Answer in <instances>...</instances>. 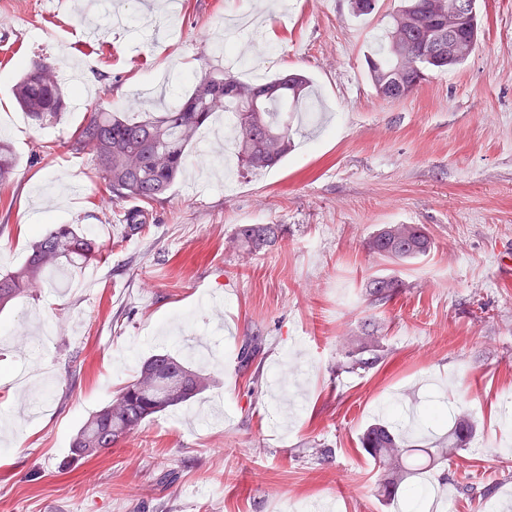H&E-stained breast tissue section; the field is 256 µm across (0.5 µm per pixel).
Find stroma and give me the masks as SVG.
<instances>
[{"instance_id": "1", "label": "stroma", "mask_w": 512, "mask_h": 512, "mask_svg": "<svg viewBox=\"0 0 512 512\" xmlns=\"http://www.w3.org/2000/svg\"><path fill=\"white\" fill-rule=\"evenodd\" d=\"M111 2L134 23L91 37L87 0H0V128L19 160L0 185V273L55 224L107 247L97 272L66 270V294L36 288L0 312V512H387L358 437L396 404L430 443L433 400L477 428L429 477L447 512H512V283L499 274L512 247V0H477L475 53L398 100L376 95L365 57L399 0L364 19L349 0H284L261 15L253 0H180L146 23L140 0ZM230 17L244 28L238 65L216 50ZM38 57L102 80L43 129L12 93ZM220 70L303 72L318 112L276 167L234 161L223 186L195 192L179 180L145 229L122 234L131 201L110 202L92 153L67 142L96 101L124 110L148 92L171 104ZM241 224L283 233L247 255L233 242ZM384 224L423 225L430 254L404 265L370 254ZM375 275L402 282L380 305L366 293ZM369 327L381 363L341 370ZM252 336L262 347L246 362ZM162 351L205 366L213 386L69 464L81 424Z\"/></svg>"}]
</instances>
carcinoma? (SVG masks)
<instances>
[{
  "label": "carcinoma",
  "instance_id": "obj_1",
  "mask_svg": "<svg viewBox=\"0 0 512 512\" xmlns=\"http://www.w3.org/2000/svg\"><path fill=\"white\" fill-rule=\"evenodd\" d=\"M448 0H401L379 48L366 58L376 94L385 100L410 93L427 72L456 67L465 59H450L441 48L448 45V24L438 13ZM455 37L476 49L477 26L460 23ZM309 78L300 72L281 73L260 83H242L224 72H209L196 79L192 90L167 112H124L105 103L95 104L89 119L70 142V151L89 150L102 172L112 199H137L150 204L166 195L179 179L199 130L216 113L231 112L241 162L252 171L275 166L291 148L284 114L302 102ZM20 108L42 129L57 123L68 109V96L54 76V65L44 58L30 62L13 86ZM18 166L10 143L0 139V184L9 181ZM281 233L277 224H241L235 241L249 252L274 243ZM433 242L418 224H384L367 242V249L391 264L409 263L426 256ZM102 253L97 240L72 224L58 225L34 242L24 263L0 276V312L12 307L41 282L44 274L64 265L78 267ZM399 281L374 276L367 284L375 301L390 298ZM380 341L374 331L353 340L348 349L353 370H370L380 361ZM213 384L211 373L194 367L167 351L144 360L133 379L105 406L80 426L70 444L75 461L111 448L155 415L173 410ZM476 431L465 414L454 417L448 437L430 448H412L398 421L378 418L359 438L361 448L382 475V502L397 512H409L424 493V473L440 466L466 447Z\"/></svg>",
  "mask_w": 512,
  "mask_h": 512
}]
</instances>
